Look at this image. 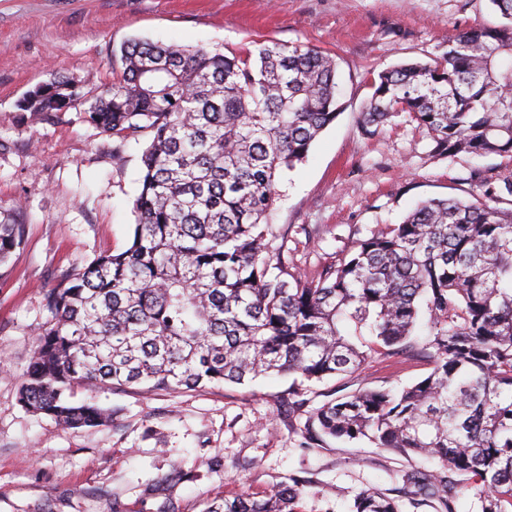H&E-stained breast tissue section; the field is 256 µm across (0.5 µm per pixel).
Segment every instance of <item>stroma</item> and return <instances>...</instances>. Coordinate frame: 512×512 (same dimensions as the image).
I'll list each match as a JSON object with an SVG mask.
<instances>
[{
	"instance_id": "1",
	"label": "stroma",
	"mask_w": 512,
	"mask_h": 512,
	"mask_svg": "<svg viewBox=\"0 0 512 512\" xmlns=\"http://www.w3.org/2000/svg\"><path fill=\"white\" fill-rule=\"evenodd\" d=\"M490 17V0H0V222L25 227L0 267V512H204L211 499L262 496L292 476L306 484V512H345L371 487L400 499L402 512H434L411 505L400 479L432 462L305 433L328 391L341 398L426 377L433 362L417 346L316 385L300 409L288 404L291 378L271 376L102 392L112 420L93 428L65 431L26 412L18 384L47 320L43 292L63 270L129 246L143 146L116 148L75 109L24 119L17 102L60 74L98 91L134 37L225 53L259 39L330 51L343 110L279 178L271 221L273 249L313 277L417 200L480 194L475 171L494 183L512 175L506 156L433 155L426 132L400 117L372 137L359 125L373 74L440 54L449 35Z\"/></svg>"
}]
</instances>
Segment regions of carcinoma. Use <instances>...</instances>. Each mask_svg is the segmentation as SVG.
<instances>
[{
	"label": "carcinoma",
	"instance_id": "cac0c4a2",
	"mask_svg": "<svg viewBox=\"0 0 512 512\" xmlns=\"http://www.w3.org/2000/svg\"><path fill=\"white\" fill-rule=\"evenodd\" d=\"M502 21L448 37L447 49L372 79L361 129L404 115L439 157L512 156V0ZM113 81L90 94L63 75L28 91L38 120L79 110L118 145L150 136L140 157L131 245L60 275L18 394L66 430L112 413L77 391L192 389L277 375L323 382L375 355H397L427 319L432 372L398 388L325 401L306 431L437 461L405 471L408 493L455 512L462 475L481 512H512V178L482 196L427 198L317 276L271 253L276 179L304 161L340 108L337 63L273 40L227 55L133 39ZM24 225L0 223V265ZM301 480L214 500L206 512H305ZM347 512H401L384 492Z\"/></svg>",
	"mask_w": 512,
	"mask_h": 512
}]
</instances>
